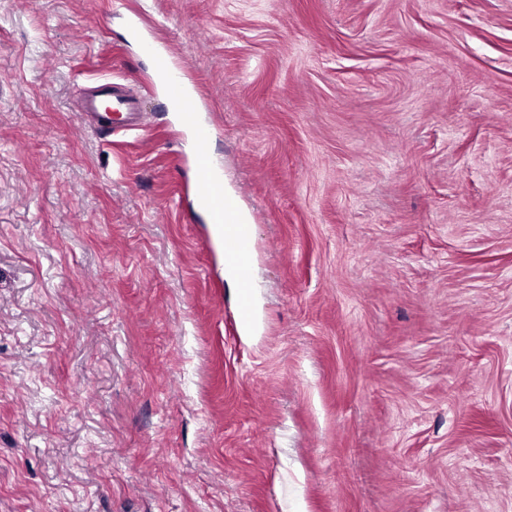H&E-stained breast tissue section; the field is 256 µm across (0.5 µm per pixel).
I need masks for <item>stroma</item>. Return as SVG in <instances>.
<instances>
[{
  "instance_id": "35a3bbf8",
  "label": "stroma",
  "mask_w": 512,
  "mask_h": 512,
  "mask_svg": "<svg viewBox=\"0 0 512 512\" xmlns=\"http://www.w3.org/2000/svg\"><path fill=\"white\" fill-rule=\"evenodd\" d=\"M0 512H512V0H0ZM155 71L159 77L167 82L169 95L177 112H181V119L187 126L196 125L197 108L188 101L187 95L176 78L172 77V63L165 52H154ZM198 187L199 194L209 196L216 216L215 234L218 238H222L219 224L224 226V266L230 268L238 278L239 284V298H238V317L240 322L247 323L252 317V292L253 282L251 279V224L248 223V218L245 214L239 212L240 218L246 223L239 222L233 218H226L224 212L236 209V205L231 201H224V196L235 201L233 195L224 191V194L214 179L213 173L209 167L202 164L198 172ZM223 195V201L220 206L215 204V199L219 195ZM207 196L204 198L207 199ZM225 220V223H224ZM229 269L228 273L235 274Z\"/></svg>"
}]
</instances>
